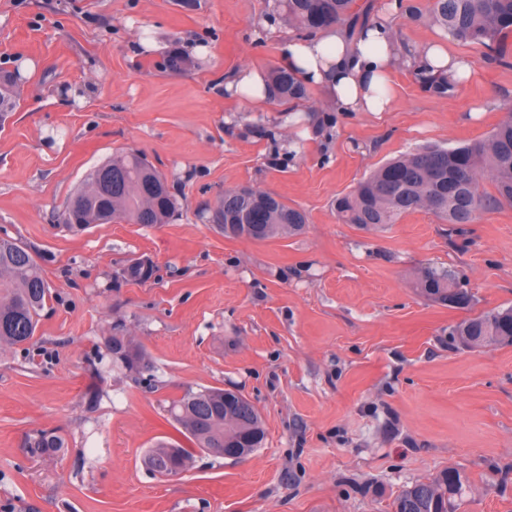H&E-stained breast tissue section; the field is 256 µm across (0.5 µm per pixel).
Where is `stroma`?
<instances>
[{
    "label": "stroma",
    "instance_id": "obj_1",
    "mask_svg": "<svg viewBox=\"0 0 512 512\" xmlns=\"http://www.w3.org/2000/svg\"><path fill=\"white\" fill-rule=\"evenodd\" d=\"M401 3L403 49L443 42L471 77L426 90L398 70L381 114L332 111L310 87L291 118L221 87L277 70L280 38L257 28L287 25L278 0H0V238L31 251L50 292L32 341L0 348V512H391L451 466L470 481L459 512H512V345L452 336L512 307V206L459 230L424 210L360 228L335 208L399 155L487 138L512 102V36L493 62L449 39L429 0ZM146 27L168 54H130ZM187 39L206 56H182ZM130 151L165 176L168 223L69 229L86 172ZM241 188L303 212L302 231L224 236L214 213ZM139 259L152 277L125 279ZM426 267L455 272L469 306L425 297ZM113 336L141 344L150 370L130 375ZM206 388L255 406L261 447L154 477L145 452L182 438L170 403ZM41 430L65 452L31 455Z\"/></svg>",
    "mask_w": 512,
    "mask_h": 512
}]
</instances>
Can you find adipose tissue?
Listing matches in <instances>:
<instances>
[{
    "label": "adipose tissue",
    "instance_id": "adipose-tissue-1",
    "mask_svg": "<svg viewBox=\"0 0 512 512\" xmlns=\"http://www.w3.org/2000/svg\"><path fill=\"white\" fill-rule=\"evenodd\" d=\"M399 0L376 13L356 33L333 24L308 36H283L279 66L303 85L322 91L327 103L339 112H372L392 109L394 96L390 76L399 67L409 68L419 83L438 88L462 83L472 67L431 41L404 54L396 17ZM268 74L258 67H245L224 79V93L261 106L271 98Z\"/></svg>",
    "mask_w": 512,
    "mask_h": 512
}]
</instances>
